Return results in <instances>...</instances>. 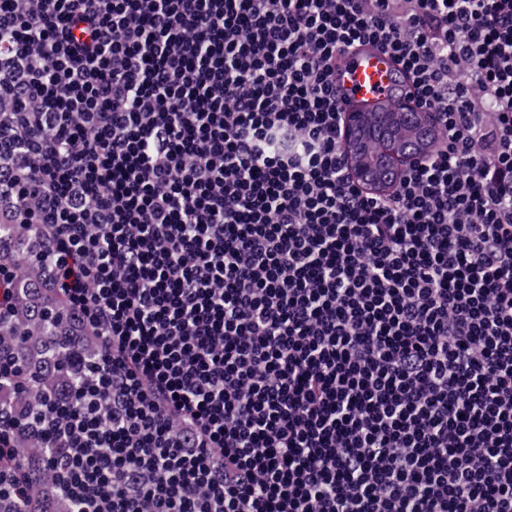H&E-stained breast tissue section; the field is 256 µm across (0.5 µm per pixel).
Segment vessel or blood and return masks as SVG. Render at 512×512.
I'll return each mask as SVG.
<instances>
[{"label":"vessel or blood","instance_id":"obj_1","mask_svg":"<svg viewBox=\"0 0 512 512\" xmlns=\"http://www.w3.org/2000/svg\"><path fill=\"white\" fill-rule=\"evenodd\" d=\"M339 81L342 112H364L374 118L410 109L409 82L399 76L392 58L379 48L342 51Z\"/></svg>","mask_w":512,"mask_h":512}]
</instances>
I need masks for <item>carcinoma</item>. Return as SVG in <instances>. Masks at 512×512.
Returning <instances> with one entry per match:
<instances>
[{
	"mask_svg": "<svg viewBox=\"0 0 512 512\" xmlns=\"http://www.w3.org/2000/svg\"><path fill=\"white\" fill-rule=\"evenodd\" d=\"M35 232L32 224L0 223V266L25 260L14 316L0 321V352L16 359L21 371L12 386L0 389V408L19 402L34 412L43 395L75 383L78 368L101 353L99 338L71 326L64 301L45 283L35 258ZM20 440L33 503L49 499L54 512H73L74 504L54 493L43 442L27 433Z\"/></svg>",
	"mask_w": 512,
	"mask_h": 512,
	"instance_id": "obj_1",
	"label": "carcinoma"
}]
</instances>
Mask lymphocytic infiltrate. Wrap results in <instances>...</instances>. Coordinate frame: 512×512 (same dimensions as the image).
Instances as JSON below:
<instances>
[{"instance_id":"f902f5d3","label":"lymphocytic infiltrate","mask_w":512,"mask_h":512,"mask_svg":"<svg viewBox=\"0 0 512 512\" xmlns=\"http://www.w3.org/2000/svg\"><path fill=\"white\" fill-rule=\"evenodd\" d=\"M355 44L436 117L384 195ZM0 196L102 341L40 424L75 512H512V0H0Z\"/></svg>"}]
</instances>
